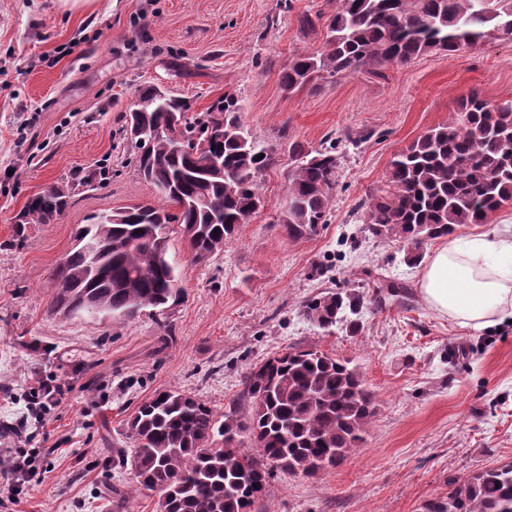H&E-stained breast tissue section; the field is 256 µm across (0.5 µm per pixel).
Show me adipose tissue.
<instances>
[{"instance_id":"obj_1","label":"adipose tissue","mask_w":512,"mask_h":512,"mask_svg":"<svg viewBox=\"0 0 512 512\" xmlns=\"http://www.w3.org/2000/svg\"><path fill=\"white\" fill-rule=\"evenodd\" d=\"M512 239L479 236L436 250L421 274L425 303L456 325L472 331L491 328L512 316Z\"/></svg>"}]
</instances>
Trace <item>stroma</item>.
I'll return each mask as SVG.
<instances>
[{
  "label": "stroma",
  "mask_w": 512,
  "mask_h": 512,
  "mask_svg": "<svg viewBox=\"0 0 512 512\" xmlns=\"http://www.w3.org/2000/svg\"><path fill=\"white\" fill-rule=\"evenodd\" d=\"M327 0H0V448L18 450L25 484L0 463L12 512H109L128 472L104 466L138 405L165 390L217 412L247 408L251 368L290 347L346 359L362 373L375 415L364 442L314 476L274 469L253 512H423L473 473L512 462V323L462 329L424 302L422 265L402 242L365 230L360 206L390 160L447 122L469 93L512 100V40L433 52L376 77L358 71L295 93L278 82L292 55L321 49L323 31L297 18ZM144 84L204 110L231 93L277 165L261 180L268 205L223 253L190 261L179 234L169 256L185 298L167 326L63 317L49 311L51 273L93 214L152 202L124 135ZM337 140L328 221L293 240L279 224L288 147ZM67 182L75 197L52 224L13 233L26 201ZM353 288L363 331L324 330L305 301Z\"/></svg>",
  "instance_id": "35a3bbf8"
}]
</instances>
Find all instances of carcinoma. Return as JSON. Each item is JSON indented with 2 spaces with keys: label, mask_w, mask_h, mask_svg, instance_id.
Returning a JSON list of instances; mask_svg holds the SVG:
<instances>
[{
  "label": "carcinoma",
  "mask_w": 512,
  "mask_h": 512,
  "mask_svg": "<svg viewBox=\"0 0 512 512\" xmlns=\"http://www.w3.org/2000/svg\"><path fill=\"white\" fill-rule=\"evenodd\" d=\"M300 22L308 31L324 26L327 40L323 50L295 55L280 67L286 92L362 70L381 76L426 53L512 39V0H335L331 14L319 10ZM138 99L145 103L144 123L157 131L127 133V152L161 203L120 206L106 223L94 215L77 227L74 240L90 238L112 250L100 269L77 245L57 263L56 314L125 320L164 315L183 297L182 279L169 261L167 228H192V262H209L255 213L261 176L276 164L273 150L242 126V106L232 94L192 116L187 98H160L152 85L140 86ZM172 113L184 114L179 136L207 142L206 151L174 150L165 132ZM288 153L294 164L279 221L297 239L328 222L338 158L333 146L309 151L293 143ZM73 197L67 183L31 196L16 236L24 237L27 224L53 223ZM511 202L512 100L497 103L471 93L448 122L393 157L383 185L362 209L366 232L402 240L417 260L426 241L465 224H486ZM363 307V296L352 291H329L303 305L307 319L324 329ZM244 394L249 406L243 414L230 409L220 415L185 391H162L143 402L126 423L132 447L107 449L112 466L133 476V485L112 487L113 503L123 508L146 489L159 493L157 512H252L248 492L258 483L269 485L267 463L315 475L359 446L374 414L372 393L357 367L317 349L291 347L256 364ZM245 433L256 452L245 448ZM424 512H512V463L473 474Z\"/></svg>",
  "instance_id": "obj_1"
}]
</instances>
